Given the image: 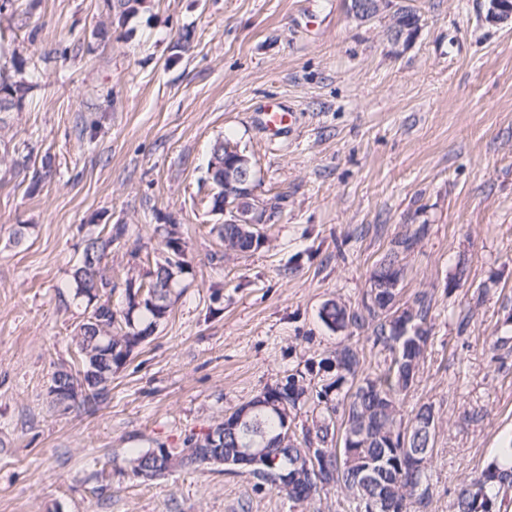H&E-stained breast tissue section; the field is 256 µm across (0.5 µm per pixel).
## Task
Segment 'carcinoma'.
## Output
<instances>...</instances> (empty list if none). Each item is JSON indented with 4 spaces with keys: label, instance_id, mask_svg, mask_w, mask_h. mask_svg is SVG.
I'll return each mask as SVG.
<instances>
[{
    "label": "carcinoma",
    "instance_id": "carcinoma-1",
    "mask_svg": "<svg viewBox=\"0 0 512 512\" xmlns=\"http://www.w3.org/2000/svg\"><path fill=\"white\" fill-rule=\"evenodd\" d=\"M32 83L25 76V61L14 56L11 67L0 66V93L9 96L16 111H21ZM234 145L229 139L219 141L212 148L208 166L222 164L231 159L227 148ZM11 168L19 173L29 170L30 153L17 149L3 157ZM163 237V250L154 262L138 268H130L133 275L126 276L125 284L136 283L143 289L140 301L126 299V306L112 308V291L116 284L112 281V245L126 233V225L116 224L110 231L100 229L89 237L73 265L66 291L58 292L59 302L68 307L69 300L87 303L86 293L96 288L100 291L101 302L98 308L84 311L83 319L74 327L71 344L74 346L72 365L58 369L52 382L80 393V407L89 413L97 410L109 394L112 384V368L126 363L133 350L142 344L172 312V306L181 295V283L190 273L191 261L187 245L176 224H161L156 227ZM211 231L224 244V249L246 253L253 248V242L235 224H215ZM392 261H383L370 275L371 289L384 286ZM407 320L412 322L415 331L403 336L394 333L395 318H388L384 310L374 304H364L362 312L351 311L336 300L324 303L320 319L328 329L334 326L346 328L367 320L374 322L373 344L391 354L387 368L376 377L356 378L359 364L357 354L345 347L336 351V367L343 374L310 392L307 387L288 378L285 385L267 389L259 396L267 406L255 410L236 430L221 429L217 444H212L208 435H191L185 445L193 449L186 455L184 450L167 455L153 456V451L135 452L127 464H152L155 480L174 468L190 467L197 459L209 454H231L238 448L265 446L269 454L277 458L276 467L291 468L293 459L310 448V433L303 434V443H298L295 435L280 441L284 429L285 412L294 411L303 399L312 400L321 408V424L316 426L315 435L326 441L329 435L340 434V445H345L349 432H365V446L359 449V464L350 466L346 458L337 456L336 449L327 448L310 464L305 478L292 479L288 487L282 489L289 499L304 502L324 488L333 485L345 489L358 483L359 468L373 465L377 469V479L373 484H365L352 497L355 512H365L368 502L379 496L385 489H394L401 500V512H418L427 507L432 491L428 482V469L417 476L402 471L394 460L395 449L383 447L384 436L402 428L411 430L415 447L434 448V439L420 436L415 432L417 423L432 415L431 407L422 406L410 416L401 413L400 397L408 391L412 383L408 381L411 368H420L427 346V331L422 325L427 320L428 307L420 299L417 308L404 311ZM351 376L350 385L344 396H339L341 384L346 376ZM499 455L508 459L504 467L493 460L477 475L464 482L453 504L454 512H501L512 505V439L499 449Z\"/></svg>",
    "mask_w": 512,
    "mask_h": 512
}]
</instances>
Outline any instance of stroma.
<instances>
[{
    "label": "stroma",
    "mask_w": 512,
    "mask_h": 512,
    "mask_svg": "<svg viewBox=\"0 0 512 512\" xmlns=\"http://www.w3.org/2000/svg\"><path fill=\"white\" fill-rule=\"evenodd\" d=\"M351 0H9L0 57L35 66L0 155L25 146L53 167L36 192L0 165V512H354L332 490L295 502L223 466L128 472L129 449L182 447L262 390L320 387L337 347L359 375L390 362L371 324L328 329L329 299L361 309L387 256L403 269L395 311L429 305L428 343L404 413L431 406L433 496L512 436V24L482 0H391L361 22ZM420 17L389 40L396 7ZM293 113L269 139L270 102ZM232 139L267 204L261 240L225 253L204 176ZM123 224L113 306L131 251L158 256L179 225L192 271L173 313L112 372L95 413L56 411L83 308L58 289L95 228ZM417 235L411 250L402 238Z\"/></svg>",
    "instance_id": "stroma-1"
}]
</instances>
